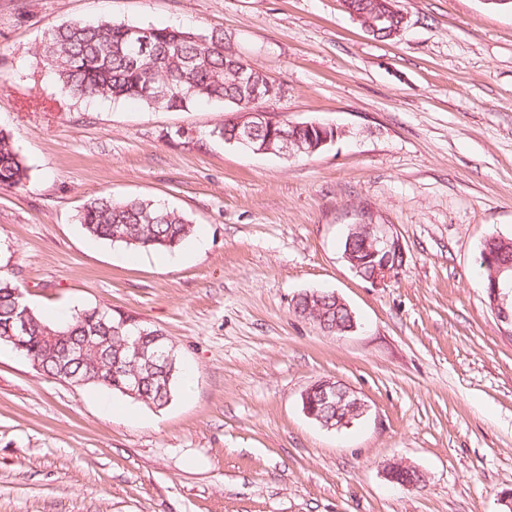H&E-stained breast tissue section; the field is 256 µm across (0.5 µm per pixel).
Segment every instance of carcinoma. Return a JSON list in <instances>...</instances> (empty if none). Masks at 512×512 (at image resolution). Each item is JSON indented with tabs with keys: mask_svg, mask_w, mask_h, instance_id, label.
<instances>
[{
	"mask_svg": "<svg viewBox=\"0 0 512 512\" xmlns=\"http://www.w3.org/2000/svg\"><path fill=\"white\" fill-rule=\"evenodd\" d=\"M133 29V24L111 20L61 24L51 29L38 53L62 89L84 100L134 101L170 110L216 101L239 111V103L253 93L280 90L257 69L248 71L245 80H236L242 58L225 50L219 30L205 32L202 41L195 30L142 26L147 49L140 55L132 44ZM241 134L230 120L210 132L219 141L236 140ZM28 171L11 134L0 129V186L22 185ZM77 222L92 238L139 251L174 250L194 233V225L173 209L139 197L115 199L110 194L85 202ZM487 253L512 260V239L491 235L483 241L479 268L485 292L492 283ZM24 295L16 273L0 270V344L15 346L10 337L15 335L18 317L25 313L29 330L23 353L37 361L44 375L73 386L92 384L120 393L116 382L107 380L106 367L117 364L139 377L133 399L156 408L169 402L178 363L160 329L116 316L108 307L77 310L56 323L26 309ZM318 306L325 317L321 329L334 334L336 324H346L336 300L321 295L309 307L296 302L294 312L312 320L308 308ZM83 349L84 359L67 358V352ZM142 349L158 356L150 361L140 358Z\"/></svg>",
	"mask_w": 512,
	"mask_h": 512,
	"instance_id": "cac0c4a2",
	"label": "carcinoma"
}]
</instances>
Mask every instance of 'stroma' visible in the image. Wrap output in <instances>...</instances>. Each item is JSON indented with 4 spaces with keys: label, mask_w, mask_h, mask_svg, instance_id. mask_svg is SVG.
I'll return each instance as SVG.
<instances>
[{
    "label": "stroma",
    "mask_w": 512,
    "mask_h": 512,
    "mask_svg": "<svg viewBox=\"0 0 512 512\" xmlns=\"http://www.w3.org/2000/svg\"><path fill=\"white\" fill-rule=\"evenodd\" d=\"M399 6L408 23L382 41L340 0H0V129L30 166L0 187V265L43 316L107 306L163 330L181 367L158 409L0 344V512H505L512 328L485 303L478 256L512 238V11ZM100 19L221 29L283 84L281 120L339 135L284 158L210 139L231 117L221 104L74 98L35 50L52 27ZM100 194L182 212L207 249L89 238L75 214ZM364 221L405 250L381 285L342 255ZM312 290L342 297L355 330L295 314ZM320 379L367 413L318 426L301 394ZM396 460L424 485H392Z\"/></svg>",
    "instance_id": "35a3bbf8"
}]
</instances>
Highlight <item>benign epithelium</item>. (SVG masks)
Returning <instances> with one entry per match:
<instances>
[{"label":"benign epithelium","instance_id":"7a95c632","mask_svg":"<svg viewBox=\"0 0 512 512\" xmlns=\"http://www.w3.org/2000/svg\"><path fill=\"white\" fill-rule=\"evenodd\" d=\"M344 9L356 20L364 23L366 30L372 35H378V29L384 28L391 32L395 37L400 34L403 25L396 24L398 17L404 15V12L398 8L395 0H388L384 4L378 5L374 12L372 24L364 22L365 12L356 8L353 0H342ZM283 94L266 99L260 95L251 97L245 109L239 111L237 123L245 125V134L239 138V141L257 151L256 145L258 139L255 137V130L270 127L278 129L277 138L280 142L279 154L292 157L300 152L312 154L321 147L329 144L332 139L331 132L337 131V128L322 123L312 122L307 124H288L278 118L276 104L281 100ZM366 241L372 243L367 256L358 259L356 256L346 254V259L353 264L354 269L360 270L367 266L370 268L369 274L365 280L380 285L387 281L393 273L400 268V261L404 260V249L400 239L391 234L387 225L362 223L354 225ZM500 285H495L494 293V312L499 320L512 326V308L507 307V300L500 297ZM305 403L304 412L310 418L321 419V410L328 405L343 407L347 413L342 418H336V428L345 427L353 419L361 417L367 408L357 392L350 387L338 383H321L309 389V393L303 394ZM408 470L416 474V480L412 482H399L395 473ZM387 474L392 482L398 483L405 489H413L424 482L423 473L416 467L403 462H394L388 466Z\"/></svg>","mask_w":512,"mask_h":512}]
</instances>
